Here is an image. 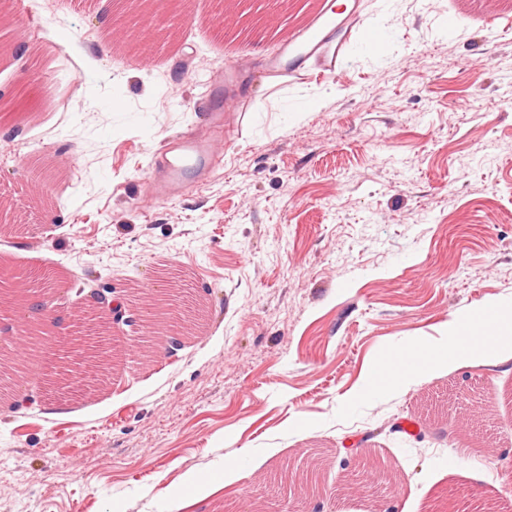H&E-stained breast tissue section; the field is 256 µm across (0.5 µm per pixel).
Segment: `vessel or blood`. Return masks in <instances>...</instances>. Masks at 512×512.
<instances>
[{
  "label": "vessel or blood",
  "mask_w": 512,
  "mask_h": 512,
  "mask_svg": "<svg viewBox=\"0 0 512 512\" xmlns=\"http://www.w3.org/2000/svg\"><path fill=\"white\" fill-rule=\"evenodd\" d=\"M331 22V8L326 2L306 13L292 26L289 39L274 46L270 56L272 66H280L293 48L304 45L310 47L318 67L326 75L333 79L340 77L344 66V45L328 40L323 33L324 27ZM346 32L360 39L365 47L374 52L381 51L387 41L385 32L371 27L358 29L350 24ZM249 67V58L235 51L229 62L213 68L201 81V98L223 94L224 106L222 110L210 113L201 135L180 140L175 151L162 157L160 170L153 177L150 191L142 200L143 206L182 196L198 187L206 175L222 167L224 151L230 141L224 133V117L243 109L241 98L229 92L228 87Z\"/></svg>",
  "instance_id": "vessel-or-blood-1"
}]
</instances>
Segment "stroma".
Here are the masks:
<instances>
[{
    "label": "stroma",
    "instance_id": "obj_1",
    "mask_svg": "<svg viewBox=\"0 0 512 512\" xmlns=\"http://www.w3.org/2000/svg\"><path fill=\"white\" fill-rule=\"evenodd\" d=\"M351 4L387 49L353 38L341 78L311 65L291 80L265 61L298 0L261 15L226 0L223 33L198 0L158 25L173 45L145 67L126 65L139 47L105 0H0V38L26 45L0 60V92L42 88L36 110L0 120V265L55 272L64 321L98 288L141 313L111 329V375L91 395L45 401L42 369L19 371L0 398V512H274L299 468L322 481L301 512L475 496L512 512V357L398 391L370 380L456 315L512 303V35L481 22L505 12L512 27V0ZM229 40L253 66L222 169L141 211L160 148L220 107L197 78ZM148 281L193 318L169 353ZM477 385L491 439L467 403ZM360 459L393 482L360 484ZM191 472L219 489L188 486Z\"/></svg>",
    "mask_w": 512,
    "mask_h": 512
}]
</instances>
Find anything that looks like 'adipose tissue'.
<instances>
[{"mask_svg": "<svg viewBox=\"0 0 512 512\" xmlns=\"http://www.w3.org/2000/svg\"><path fill=\"white\" fill-rule=\"evenodd\" d=\"M475 334L480 335V342L469 343V336ZM499 354L512 355V306L484 307L459 315L448 327L446 344L417 348L409 364L401 363L399 353H391L380 372L388 389L398 390L425 375Z\"/></svg>", "mask_w": 512, "mask_h": 512, "instance_id": "obj_1", "label": "adipose tissue"}]
</instances>
